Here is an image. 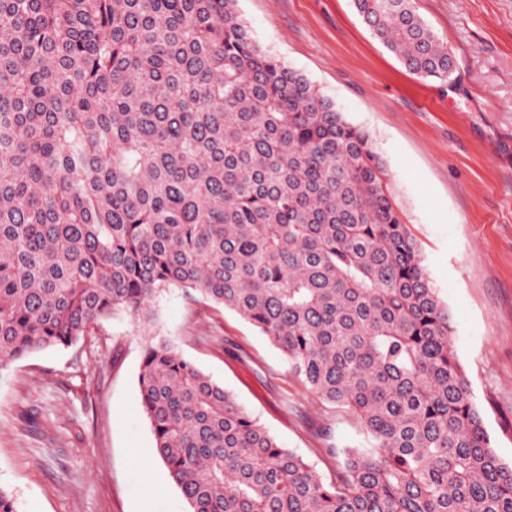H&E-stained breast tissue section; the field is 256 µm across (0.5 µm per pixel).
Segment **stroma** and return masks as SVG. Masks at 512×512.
Returning <instances> with one entry per match:
<instances>
[{
    "label": "stroma",
    "mask_w": 512,
    "mask_h": 512,
    "mask_svg": "<svg viewBox=\"0 0 512 512\" xmlns=\"http://www.w3.org/2000/svg\"><path fill=\"white\" fill-rule=\"evenodd\" d=\"M448 42V81L410 74L353 0H238L253 40L369 134L391 199L447 305L454 352L499 458L512 464V0H415ZM147 332L232 391L280 443L328 473L361 435L319 402L257 328L179 288ZM125 315L0 371V485L20 512H187L154 453Z\"/></svg>",
    "instance_id": "obj_1"
}]
</instances>
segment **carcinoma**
<instances>
[{"label": "carcinoma", "instance_id": "1", "mask_svg": "<svg viewBox=\"0 0 512 512\" xmlns=\"http://www.w3.org/2000/svg\"><path fill=\"white\" fill-rule=\"evenodd\" d=\"M419 77L413 0H353ZM237 0H0V370L181 288L256 327L363 436L331 476L163 336L138 375L187 512H512L448 308L369 136Z\"/></svg>", "mask_w": 512, "mask_h": 512}]
</instances>
